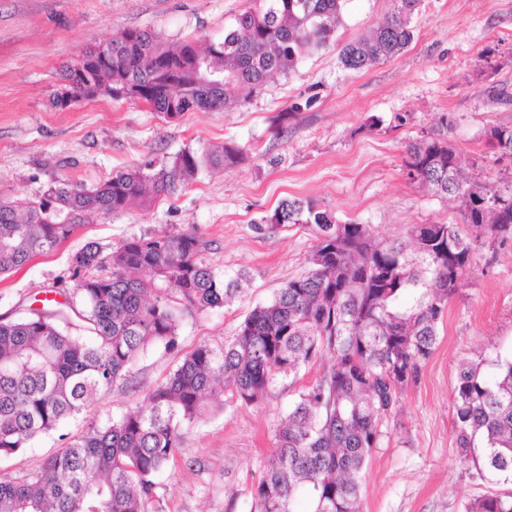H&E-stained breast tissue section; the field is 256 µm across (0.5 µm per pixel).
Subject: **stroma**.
I'll return each mask as SVG.
<instances>
[{
  "instance_id": "stroma-1",
  "label": "stroma",
  "mask_w": 512,
  "mask_h": 512,
  "mask_svg": "<svg viewBox=\"0 0 512 512\" xmlns=\"http://www.w3.org/2000/svg\"><path fill=\"white\" fill-rule=\"evenodd\" d=\"M251 0H0V196L33 198L61 181L93 186L136 166L158 169L185 149L241 150L236 163L205 169L189 186L150 207L94 216L58 251L0 279V316L14 319L55 299L74 251L95 241L111 247L153 231L192 230L201 257L250 281L229 305L183 310L179 347L157 346L128 379L98 394L80 418L31 448L0 458V471L38 467L88 422L140 407L197 346L230 342L258 305L311 268L315 237L303 224L275 232L256 226L277 203L296 196L339 222L369 225L383 243L407 240L417 224L462 223L460 200L433 196L404 170L408 142L452 123L450 140L463 160L481 158L495 124L512 127V0H424L412 19L414 39L397 56L362 71L344 69L342 44L384 21L392 0H348L336 41L293 70L224 109L190 111L171 121L134 100L99 99L66 109L50 99L63 64L130 29L165 42L207 44ZM493 51L495 69L482 62ZM301 104L299 114L279 122ZM406 116L397 125V116ZM378 127H371V120ZM478 245L458 294L438 323L435 349L380 424L361 487L362 512H465L476 498L512 490L482 465V447L458 446L451 393L462 362L494 379L512 357V246L478 228ZM330 357L279 378L254 404L217 402L184 428L147 512H251L252 485L267 465L276 428Z\"/></svg>"
}]
</instances>
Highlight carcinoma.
<instances>
[{"mask_svg": "<svg viewBox=\"0 0 512 512\" xmlns=\"http://www.w3.org/2000/svg\"><path fill=\"white\" fill-rule=\"evenodd\" d=\"M346 0H255L208 50L218 88L196 83L189 41L168 44L137 29L112 40V61L93 74L98 98L118 99L117 84L139 89L143 102L167 118L214 111L293 70L335 40ZM423 0H394L386 20L344 44L339 59L360 71L390 59L412 42L411 19ZM179 98L170 112L169 98ZM451 124L411 141L407 176L436 196L463 204L461 224H416L407 242H378L369 225L339 223L299 197L283 198L255 226L274 232L308 225L317 245L308 274L288 281L255 307L222 348L201 345L144 404L84 433L22 474L0 471V512H146L158 500V475L180 447L182 428L203 418L210 401H259L280 376L295 375L323 354L331 364L299 394L276 430L269 463L252 486V512H360L367 460L381 437L382 415L416 381L432 354L444 308L470 269L476 241L466 225L512 239V189L470 178L449 140ZM486 146L493 160H512V127L493 126ZM240 150H186L153 173L141 167L95 187L60 183L36 199L0 197V277L56 252L92 216L110 217L139 202L194 182L204 168L234 162ZM426 268L411 267L408 251ZM193 231H156L126 239L103 253L88 242L69 258L71 298L58 310L0 319V457L32 446L82 415L93 398L128 376L148 348L177 347L180 308L161 294L176 287L198 312L222 308L250 276L228 275L200 258ZM421 289L415 305L401 299ZM489 381L480 366L461 365L452 391L459 445L483 441V466L512 478V358ZM466 512H512V492L484 496Z\"/></svg>", "mask_w": 512, "mask_h": 512, "instance_id": "1", "label": "carcinoma"}]
</instances>
